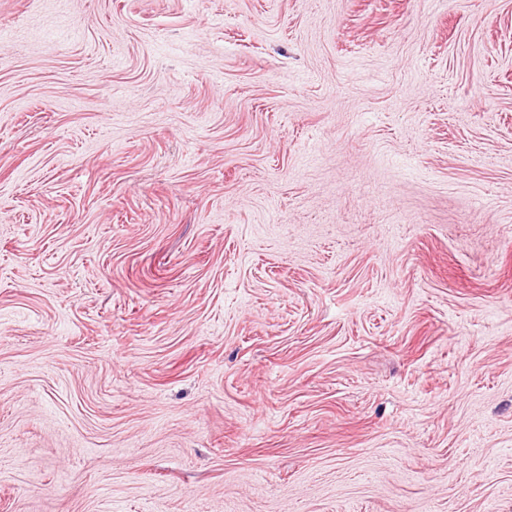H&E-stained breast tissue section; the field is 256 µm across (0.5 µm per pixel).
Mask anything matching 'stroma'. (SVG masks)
I'll use <instances>...</instances> for the list:
<instances>
[{
	"label": "stroma",
	"instance_id": "1",
	"mask_svg": "<svg viewBox=\"0 0 512 512\" xmlns=\"http://www.w3.org/2000/svg\"><path fill=\"white\" fill-rule=\"evenodd\" d=\"M0 512H512V0H0Z\"/></svg>",
	"mask_w": 512,
	"mask_h": 512
}]
</instances>
